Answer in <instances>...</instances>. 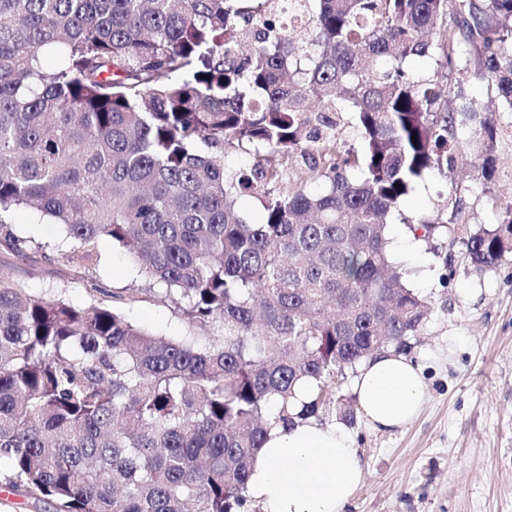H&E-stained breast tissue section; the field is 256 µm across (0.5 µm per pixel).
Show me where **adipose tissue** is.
Returning a JSON list of instances; mask_svg holds the SVG:
<instances>
[{
    "label": "adipose tissue",
    "mask_w": 512,
    "mask_h": 512,
    "mask_svg": "<svg viewBox=\"0 0 512 512\" xmlns=\"http://www.w3.org/2000/svg\"><path fill=\"white\" fill-rule=\"evenodd\" d=\"M353 392L365 422L392 432L422 409V369L413 358L388 349L359 365ZM367 469L347 427L308 420L286 431L272 429L251 464L248 494L264 512H345Z\"/></svg>",
    "instance_id": "obj_1"
}]
</instances>
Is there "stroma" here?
Returning <instances> with one entry per match:
<instances>
[{
    "instance_id": "obj_1",
    "label": "stroma",
    "mask_w": 512,
    "mask_h": 512,
    "mask_svg": "<svg viewBox=\"0 0 512 512\" xmlns=\"http://www.w3.org/2000/svg\"><path fill=\"white\" fill-rule=\"evenodd\" d=\"M475 63L450 70L448 79L464 98L487 112L497 128L496 166L483 180L470 131L455 139L454 179L432 176L415 186L404 210L432 213L457 185L463 223L494 227L512 204V112L499 108L495 86L476 74ZM18 250L0 242V275L37 298H64L74 306L93 303L98 290L121 294L139 285L133 263L110 239H99L90 269L70 265V248L59 225L26 211L10 218ZM392 252L412 287L432 301L431 318L411 352L426 382L425 403L407 426L351 431L369 463L365 482L345 512H512V256L483 275L463 259L441 285L442 258L412 245L404 225L390 227ZM121 312L139 327L177 338L191 330L181 311L147 295L121 299Z\"/></svg>"
}]
</instances>
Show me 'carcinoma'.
I'll return each instance as SVG.
<instances>
[{
    "label": "carcinoma",
    "mask_w": 512,
    "mask_h": 512,
    "mask_svg": "<svg viewBox=\"0 0 512 512\" xmlns=\"http://www.w3.org/2000/svg\"><path fill=\"white\" fill-rule=\"evenodd\" d=\"M472 52L512 112V0H300L288 22L276 0H0V232L33 211L77 268L107 237L138 266L127 299L157 292L210 331L166 339L0 278V485L55 512H259L270 430L355 424L344 384L410 353L431 313L389 224L446 250L443 279L458 245L479 273L512 254V205L494 229L459 223L454 185L432 214L403 209L454 172L460 129L494 168L496 127L448 109ZM231 150L251 164L228 169Z\"/></svg>",
    "instance_id": "carcinoma-1"
}]
</instances>
